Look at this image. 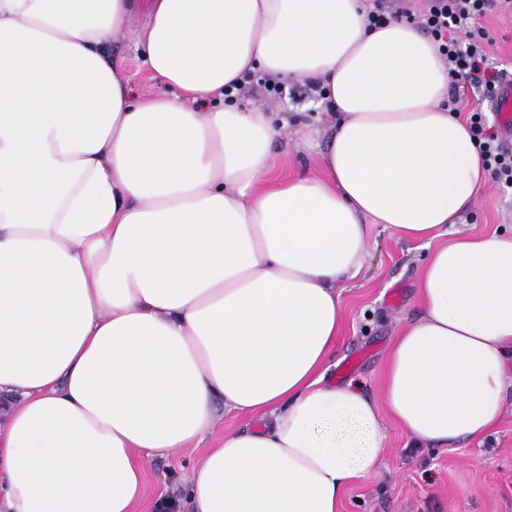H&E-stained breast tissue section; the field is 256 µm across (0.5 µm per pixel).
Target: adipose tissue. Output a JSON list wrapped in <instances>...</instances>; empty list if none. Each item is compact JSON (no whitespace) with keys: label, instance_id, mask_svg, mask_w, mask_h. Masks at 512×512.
<instances>
[{"label":"adipose tissue","instance_id":"adipose-tissue-1","mask_svg":"<svg viewBox=\"0 0 512 512\" xmlns=\"http://www.w3.org/2000/svg\"><path fill=\"white\" fill-rule=\"evenodd\" d=\"M135 0H0V499L135 512L144 460L258 417L192 468L194 512H338L384 451L484 442L506 401L512 232L443 242L489 173L417 24L365 0H152L134 38L169 92L132 96L107 47ZM319 83L324 176L278 178L284 113L244 73ZM435 242L382 403L325 384L339 283L369 224Z\"/></svg>","mask_w":512,"mask_h":512}]
</instances>
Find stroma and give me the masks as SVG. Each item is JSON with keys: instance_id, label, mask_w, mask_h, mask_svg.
I'll return each instance as SVG.
<instances>
[{"instance_id": "1", "label": "stroma", "mask_w": 512, "mask_h": 512, "mask_svg": "<svg viewBox=\"0 0 512 512\" xmlns=\"http://www.w3.org/2000/svg\"><path fill=\"white\" fill-rule=\"evenodd\" d=\"M488 39L490 65L512 75V15L490 12L480 19ZM112 62L138 95H163L136 55L129 36L112 42ZM330 129L318 127L304 139L289 125L275 145L277 175H323L322 153ZM457 231L489 236L512 229V193L488 183ZM431 247L401 237L381 224L369 227L368 249L360 276L340 288L343 324L326 383L355 381L373 400H381L383 372L391 344L419 312L418 284ZM385 450L377 465L342 493L339 512H512V399L484 443L463 441L450 448H419L390 416L382 418ZM256 418L218 412L204 441L146 459L145 496L137 512H153L160 491L184 490L193 464L225 433L250 428Z\"/></svg>"}]
</instances>
